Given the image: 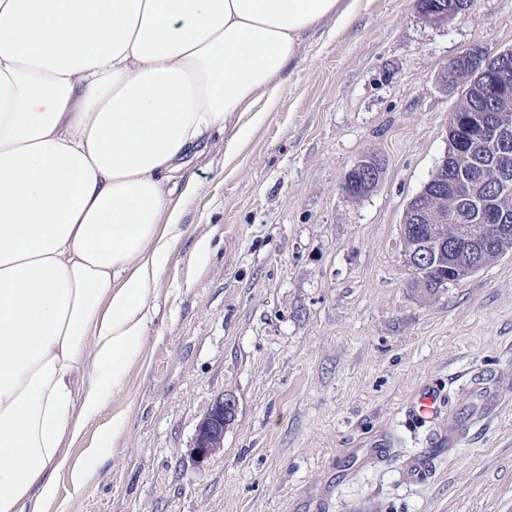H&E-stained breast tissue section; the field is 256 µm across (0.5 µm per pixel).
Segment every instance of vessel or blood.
Returning a JSON list of instances; mask_svg holds the SVG:
<instances>
[{"label": "vessel or blood", "instance_id": "b4317fda", "mask_svg": "<svg viewBox=\"0 0 512 512\" xmlns=\"http://www.w3.org/2000/svg\"><path fill=\"white\" fill-rule=\"evenodd\" d=\"M472 383L479 396V405L474 411L467 413L449 408L445 389L435 383L420 385L406 400L403 411L416 422L435 426L434 441L437 445L455 447L477 421L490 419L497 414L506 393L503 385L485 374L473 377ZM390 446L391 441L384 433L360 444L355 450L358 464L366 466L384 462Z\"/></svg>", "mask_w": 512, "mask_h": 512}]
</instances>
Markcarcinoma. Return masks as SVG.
Listing matches in <instances>:
<instances>
[{
	"label": "carcinoma",
	"instance_id": "cac0c4a2",
	"mask_svg": "<svg viewBox=\"0 0 512 512\" xmlns=\"http://www.w3.org/2000/svg\"><path fill=\"white\" fill-rule=\"evenodd\" d=\"M504 64L506 80L512 86V50L490 55L476 48L448 63L454 83L463 86L453 122L448 125V176L475 183L484 205L448 187V203L435 213L447 225L485 224L489 233L497 224L512 227V135L494 144L475 132V122L485 112L498 113L499 122L512 128V109L505 110L502 100L490 92ZM451 268L444 253L438 262L412 269L411 283L421 284L430 292L446 288L455 282Z\"/></svg>",
	"mask_w": 512,
	"mask_h": 512
}]
</instances>
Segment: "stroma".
<instances>
[{
    "label": "stroma",
    "instance_id": "1",
    "mask_svg": "<svg viewBox=\"0 0 512 512\" xmlns=\"http://www.w3.org/2000/svg\"><path fill=\"white\" fill-rule=\"evenodd\" d=\"M475 47L512 49V0L441 25L416 0H360L348 24L304 35L247 139L230 152L217 133L190 158L181 241L106 408L125 426L85 488L60 478L66 512H302L327 485L331 512H512V393L449 449L402 411L425 382L463 400L473 374L512 379V254L428 294L401 257L403 212L461 97L442 73ZM365 154L382 179L353 199L345 177ZM225 396L224 446L197 461V427ZM383 432L387 461L356 469V443ZM423 455L427 480L406 481Z\"/></svg>",
    "mask_w": 512,
    "mask_h": 512
}]
</instances>
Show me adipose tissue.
<instances>
[{"label":"adipose tissue","mask_w":512,"mask_h":512,"mask_svg":"<svg viewBox=\"0 0 512 512\" xmlns=\"http://www.w3.org/2000/svg\"><path fill=\"white\" fill-rule=\"evenodd\" d=\"M357 0H0V512H51L139 356L181 234L169 183L246 138L304 33Z\"/></svg>","instance_id":"1"}]
</instances>
